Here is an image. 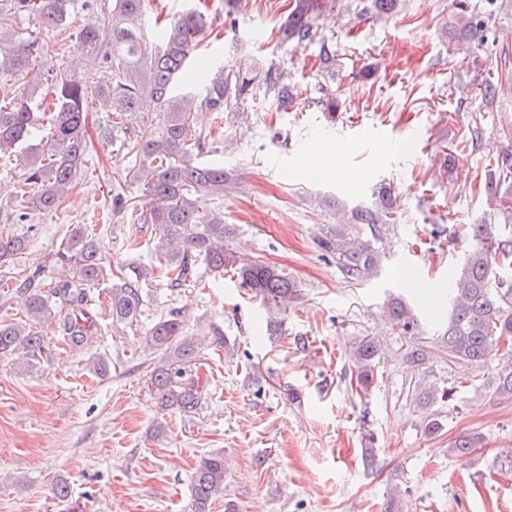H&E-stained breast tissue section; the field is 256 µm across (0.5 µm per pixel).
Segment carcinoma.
<instances>
[{
  "mask_svg": "<svg viewBox=\"0 0 512 512\" xmlns=\"http://www.w3.org/2000/svg\"><path fill=\"white\" fill-rule=\"evenodd\" d=\"M401 0H370L364 10L382 18L399 13ZM150 0H109L99 10L87 13L82 25L74 27V0H0V154L19 147L27 150L26 172L20 196H29L34 212L57 210L86 163L89 102L106 112L108 124L100 128L105 137L123 133L120 148L152 174L147 183L146 209L136 215L129 238L134 246L142 225L153 224L159 231L156 259L164 264L166 281L173 289L197 283L200 266L213 272L233 270L244 287L276 307L296 298L297 285L285 270L262 260H242L224 245L231 228L224 223V211L203 209V195L224 197L232 182L224 167L201 160L214 143L211 131L196 126L197 109L210 111L214 120L239 108L263 90L279 109L288 110L293 88L282 74L269 67L225 66L208 79L199 92L174 93L181 76L189 70L193 55L213 17L196 8L182 11L170 20L150 21ZM458 13L453 32L483 42L486 22L467 12L466 0H456ZM327 7L324 0H294L287 22L279 27L277 40L300 47L313 40L316 21ZM48 32L76 28L86 49L85 65L105 69L93 90L77 74L59 71L46 74L37 62L55 46L14 28L20 18ZM112 31V45L104 50L99 30ZM155 113L156 121L143 119ZM498 175H488L479 191L500 199L502 213L512 212V149L497 161ZM380 207L358 210L353 220L366 224L372 237L389 227L384 221L393 207L391 194H379ZM472 246L464 262L448 282L449 312L441 336L448 356L471 367H481L495 358H505L494 381V393L512 399V228L492 220L463 225ZM321 251L336 258L340 271L350 280L371 277L379 262L373 243L329 230L317 239ZM29 237L17 233L0 237V267L27 251ZM55 261L73 264L71 280L44 288L32 275L16 288L22 296L23 315L0 317V356H11L34 367L43 360L47 347L40 327L57 324L62 342L80 351L92 338L96 320L91 287L112 278L108 289V312L112 322L133 327L144 315L146 294L143 284L149 276L146 266H111L101 242L75 227L66 242L49 253ZM389 318L409 331L414 316L403 297H391L385 304ZM148 345L163 358L150 371V380L161 404L183 414L201 406L206 386L192 382L176 385L179 377L200 357L201 346L186 327L181 307H172L153 321L145 332ZM356 367V392L369 393L378 377V348L372 339L362 338L352 346ZM458 386L415 384L411 394L429 408L438 403L453 404ZM224 454L202 458L191 475L193 512H211L212 504L224 494Z\"/></svg>",
  "mask_w": 512,
  "mask_h": 512,
  "instance_id": "obj_1",
  "label": "carcinoma"
}]
</instances>
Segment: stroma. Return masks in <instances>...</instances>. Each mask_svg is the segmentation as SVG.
<instances>
[{
	"instance_id": "obj_1",
	"label": "stroma",
	"mask_w": 512,
	"mask_h": 512,
	"mask_svg": "<svg viewBox=\"0 0 512 512\" xmlns=\"http://www.w3.org/2000/svg\"><path fill=\"white\" fill-rule=\"evenodd\" d=\"M467 2L486 18L484 44L449 37L454 0H403L388 19L358 14L362 0H330L315 41L298 48L275 40L292 0H241L235 22L214 21L200 60L272 65L296 92L284 112L270 97L248 99L242 113L225 116L224 138L204 158L233 171L237 183L224 196V221L234 228L226 247L283 268L298 296L281 311L232 273L211 271L176 293L156 270L141 326H113L102 308L83 351L59 349L48 324L41 366L0 357V512H191V473L215 452L229 468L213 512H224L228 499L240 512H512V400L491 388L499 365L451 361L427 307L444 305L470 250L460 226L505 221L499 199L473 193L470 182L493 168L512 128V0ZM50 40L58 52L40 67L75 72L91 88L101 81V69L84 67L78 38ZM323 40L336 51L331 75L319 68ZM489 77L496 92L487 102ZM330 93L339 100L333 115L324 105ZM475 127L481 137L472 146ZM316 142L339 150L338 173L310 164ZM24 172L22 155L0 158V235L31 238L27 253L0 268V285L35 271L47 284L69 279L47 255L75 224L100 240L112 265L153 266V226L130 249V226L110 208L119 192L141 209L146 189L117 145L93 139L58 210L22 223L14 192ZM383 186L395 198L390 226L377 243L376 273L357 283L322 256L316 239L333 228L369 238L350 217L375 208ZM402 273L427 283L422 295L406 297L417 318L408 332L383 315L387 298L401 293ZM172 306L184 309L190 329L220 325L228 345L202 350L182 375L208 389L192 416L161 409L150 381L161 353L145 328ZM272 320L281 321L279 332L268 330ZM365 336L377 340L380 356L366 396L349 385L350 349ZM413 346L425 350L424 364L406 362ZM100 355L111 366L105 378L92 369ZM440 380L459 382L457 405L429 435L427 412L408 387ZM468 434L482 436L480 448L452 451ZM60 480L71 491L65 501L53 494Z\"/></svg>"
}]
</instances>
